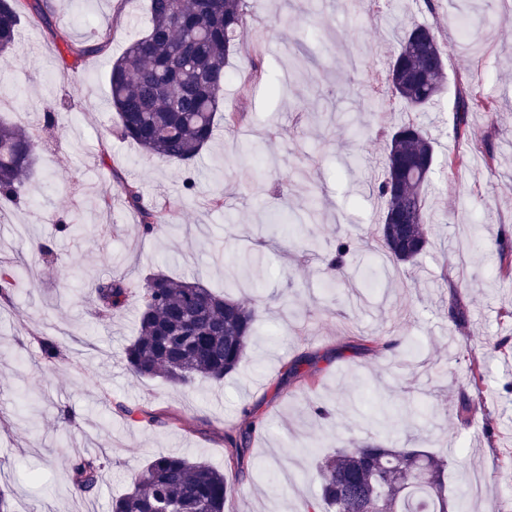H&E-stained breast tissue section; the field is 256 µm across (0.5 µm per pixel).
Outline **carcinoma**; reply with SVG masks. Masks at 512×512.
<instances>
[{
  "instance_id": "obj_1",
  "label": "carcinoma",
  "mask_w": 512,
  "mask_h": 512,
  "mask_svg": "<svg viewBox=\"0 0 512 512\" xmlns=\"http://www.w3.org/2000/svg\"><path fill=\"white\" fill-rule=\"evenodd\" d=\"M148 25L112 63L110 104L120 136L143 152L172 163L195 159L212 141L218 117L231 130L243 120L241 112L221 113L230 56L245 29L244 0H147ZM50 25L30 0H0V58L6 57L22 20ZM105 42L90 39L66 45L63 69L91 57ZM73 57V63L67 57ZM445 61L433 30L408 28L390 59L386 88L373 93L380 104L397 100L411 112L387 136L384 169L374 184L385 201L376 233L383 250L395 261L414 263L427 251L426 202L423 187L434 165L433 142L417 121L442 92ZM495 104L467 88L455 102L453 134L468 135L467 116L492 112ZM36 142L23 129L0 119V202L14 201L33 173ZM125 203L139 215L148 233L163 232L172 223L176 206L148 207L140 186L112 170ZM499 270L512 272V235L497 242ZM17 267L0 265V298L9 300ZM138 290V331L123 350L126 370L140 379H160L191 388L207 381L220 383L245 361L258 320L257 310L227 298L195 281L163 273L131 284L111 276L94 284L93 301L100 314L112 316ZM42 361L57 363L59 344L39 340ZM118 408L148 425L162 423L149 409ZM449 460L422 450L384 448L374 442H353L316 464L320 499L330 512H448L446 479ZM77 494H90L104 479L97 458L80 457L72 468ZM235 493V479L204 461L178 455L153 457L135 476L133 489L112 500V512H224Z\"/></svg>"
}]
</instances>
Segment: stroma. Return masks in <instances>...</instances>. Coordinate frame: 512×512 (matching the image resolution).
I'll list each match as a JSON object with an SVG mask.
<instances>
[{
    "label": "stroma",
    "instance_id": "1",
    "mask_svg": "<svg viewBox=\"0 0 512 512\" xmlns=\"http://www.w3.org/2000/svg\"><path fill=\"white\" fill-rule=\"evenodd\" d=\"M247 28L230 58L235 79L224 107L245 120L190 164L143 153L123 140L108 73L146 25L145 0H53L52 27L22 23L0 64V118L38 146L31 178L0 207V263L39 267L0 301V487L13 512H110L153 456L184 454L220 469L238 456L239 484L224 512H314L317 455L346 441L453 456L448 508L512 512V484L495 472L512 463V356L487 347L512 336V277L490 249L512 228V0H246ZM431 27L447 58V83L429 113L435 172L425 185L430 246L415 265L396 264L372 236L384 202L373 192L385 156L384 131L406 116L400 102L374 106L405 24ZM106 35L101 54L60 73L66 44ZM495 100L469 116L468 138L450 135L461 87ZM56 109L58 125L43 126ZM257 142L249 155L244 144ZM471 160L449 175L451 152ZM498 161L488 165L487 153ZM139 183L144 202H178L173 224L143 235L112 174ZM194 181L186 190V181ZM315 209L316 221L275 235L273 215ZM83 225L81 236L60 225ZM355 243L344 281L325 255L337 239ZM48 242L39 262L35 242ZM252 263H245V256ZM199 281L264 307L259 334L240 370L223 382L180 388L125 370L136 334L138 296L108 318L92 286L154 272ZM463 323L448 317L454 302ZM62 358L45 365L39 337ZM401 345L386 348L390 338ZM484 365L478 413L457 417L469 389V358ZM296 364L285 374L283 363ZM169 415L149 426L122 407ZM329 417H319L316 407ZM259 425L243 453L227 436ZM98 458L105 481L74 492L77 456Z\"/></svg>",
    "mask_w": 512,
    "mask_h": 512
}]
</instances>
